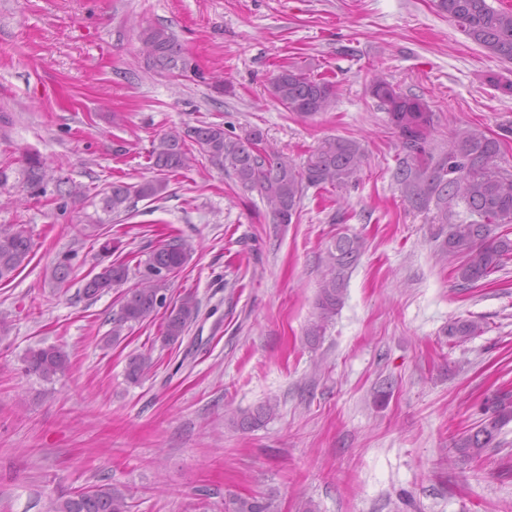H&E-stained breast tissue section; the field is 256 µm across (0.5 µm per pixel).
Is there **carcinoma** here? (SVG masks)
<instances>
[{
  "instance_id": "1",
  "label": "carcinoma",
  "mask_w": 512,
  "mask_h": 512,
  "mask_svg": "<svg viewBox=\"0 0 512 512\" xmlns=\"http://www.w3.org/2000/svg\"><path fill=\"white\" fill-rule=\"evenodd\" d=\"M438 11L448 14L461 31L489 54L512 61V7L495 8L488 0H436ZM147 63L159 71L173 72L184 65L181 48L175 37L164 28L148 27L142 33ZM272 97L287 111L300 116L325 112L336 98L334 84L299 68L280 70L270 80ZM371 95L385 107L389 121L402 142L404 156L399 159L394 179L404 199L418 210L434 206L435 219L448 224V204L462 201L469 217L449 224L442 251L455 259L453 278L457 286L471 288L500 270L512 259V238L497 229L512 225V172L493 164L500 142L476 130L461 132L456 140L434 159L429 137L435 114L428 104L415 95H405L391 84L378 80L371 85ZM191 138L209 162L231 174L245 190L257 191L266 201L274 223L289 224L300 203L304 189L331 186L345 189L356 182L364 162L360 144L342 138L325 142L313 154L307 166L299 169L288 158L261 146L262 135L251 131L243 136L226 132L222 124L194 127L184 137L178 132L165 133L153 146V166L161 177L131 186L114 183L100 199L101 211L112 220L128 211L133 197L154 199L167 188L166 175L188 167ZM48 164L38 155L25 159L23 176L35 194L46 192ZM363 241L346 232L336 234L328 249V263L316 300L317 319L307 328L312 342L318 341L327 323L343 304L349 272L357 263ZM32 240L21 228H0V284L14 278L29 262ZM188 250L183 240L173 239L153 249L137 263L139 275L149 269H166L172 273L186 263ZM130 267L116 261L89 278L82 290L93 299L129 279ZM169 281L143 279L141 286L123 293L117 312L112 314L104 342L121 340L136 324L167 309L162 337L174 344L199 313L196 298L184 295L179 303L167 305ZM484 332L473 319H459L448 324V338L465 342ZM152 367L148 354L129 359L127 378L138 382ZM68 369V357L50 346L31 349L24 357V370L51 381ZM277 404L268 401L238 421L250 429L270 418ZM512 421V392L498 391L484 401L483 415L477 425L465 431L454 443L453 451L464 464L480 462L486 453L499 446L502 429ZM51 512H129L128 495L109 483L88 490L63 495L51 503ZM224 512H277L274 498L234 496L224 502Z\"/></svg>"
}]
</instances>
